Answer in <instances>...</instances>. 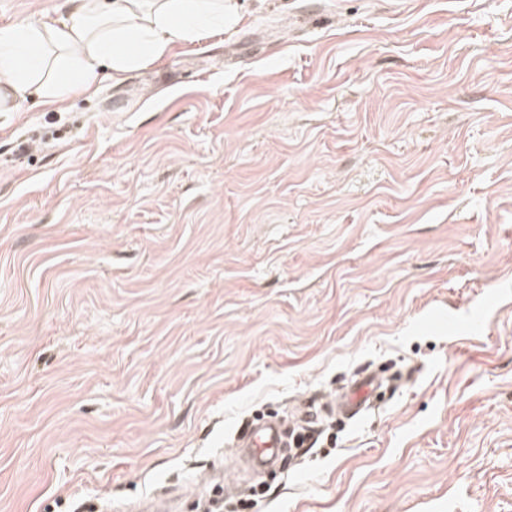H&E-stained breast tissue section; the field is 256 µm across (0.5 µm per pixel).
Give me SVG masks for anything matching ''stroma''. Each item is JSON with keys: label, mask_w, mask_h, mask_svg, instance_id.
<instances>
[{"label": "stroma", "mask_w": 512, "mask_h": 512, "mask_svg": "<svg viewBox=\"0 0 512 512\" xmlns=\"http://www.w3.org/2000/svg\"><path fill=\"white\" fill-rule=\"evenodd\" d=\"M239 5L0 112V512H512V0ZM381 386L380 378L372 373H361L358 378L336 395L334 406L344 418L358 417L367 407L372 395ZM284 429L285 422L278 420L253 424L239 437L238 446L257 469L272 468L280 459V448L286 446Z\"/></svg>", "instance_id": "obj_1"}]
</instances>
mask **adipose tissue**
I'll return each mask as SVG.
<instances>
[{"mask_svg": "<svg viewBox=\"0 0 512 512\" xmlns=\"http://www.w3.org/2000/svg\"><path fill=\"white\" fill-rule=\"evenodd\" d=\"M240 18L237 0H64L56 16L0 28V112L91 92Z\"/></svg>", "mask_w": 512, "mask_h": 512, "instance_id": "1", "label": "adipose tissue"}]
</instances>
